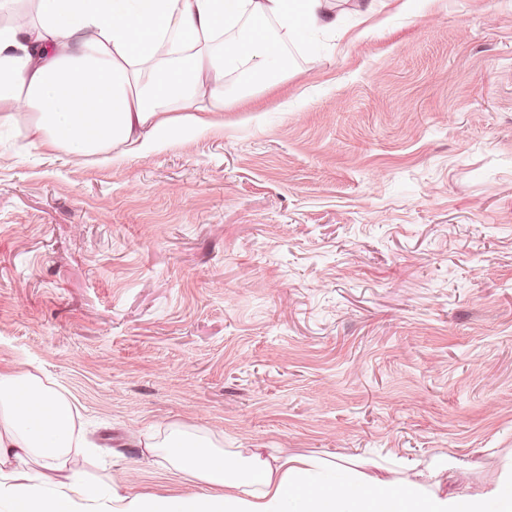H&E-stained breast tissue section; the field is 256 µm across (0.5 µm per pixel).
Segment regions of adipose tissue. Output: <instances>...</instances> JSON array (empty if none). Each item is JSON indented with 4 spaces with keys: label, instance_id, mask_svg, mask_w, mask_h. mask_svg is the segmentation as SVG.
Masks as SVG:
<instances>
[{
    "label": "adipose tissue",
    "instance_id": "adipose-tissue-1",
    "mask_svg": "<svg viewBox=\"0 0 512 512\" xmlns=\"http://www.w3.org/2000/svg\"><path fill=\"white\" fill-rule=\"evenodd\" d=\"M36 23L0 25V128L20 112L49 150L117 159L149 154L179 134L204 135L229 104L224 79L248 91L282 80L287 55L265 33L277 21L289 40L336 30L331 0H35ZM82 443L73 406L32 374L0 371V491L8 512H73L86 488L67 474ZM160 465L204 483V494L113 495L112 512H512V471L474 493L444 485L468 461L448 455L394 458L360 473L313 455L249 456L183 431L151 444ZM29 459L61 481L34 494Z\"/></svg>",
    "mask_w": 512,
    "mask_h": 512
}]
</instances>
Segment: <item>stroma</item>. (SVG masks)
<instances>
[{
    "label": "stroma",
    "instance_id": "35a3bbf8",
    "mask_svg": "<svg viewBox=\"0 0 512 512\" xmlns=\"http://www.w3.org/2000/svg\"><path fill=\"white\" fill-rule=\"evenodd\" d=\"M122 163L0 133V369L77 408L112 496L204 493L137 441L512 465V0H394Z\"/></svg>",
    "mask_w": 512,
    "mask_h": 512
}]
</instances>
